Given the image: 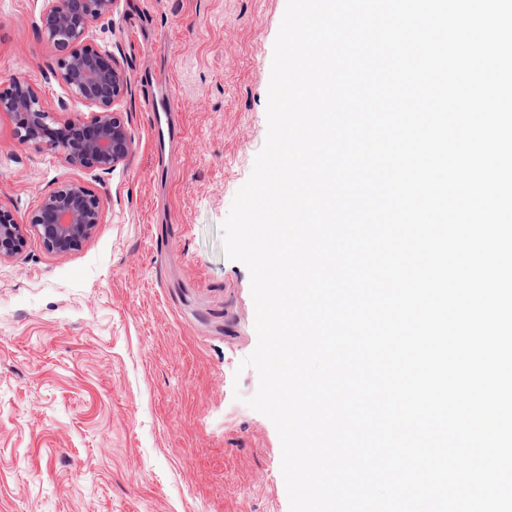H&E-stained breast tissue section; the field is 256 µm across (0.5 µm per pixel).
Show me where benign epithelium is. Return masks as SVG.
Listing matches in <instances>:
<instances>
[{"mask_svg":"<svg viewBox=\"0 0 512 512\" xmlns=\"http://www.w3.org/2000/svg\"><path fill=\"white\" fill-rule=\"evenodd\" d=\"M117 0H43L40 31L64 49L54 77L66 88L69 103L89 108L80 118H61L43 95L15 80L0 90V116H8L13 135L22 145L48 150L68 166L108 173L132 153L134 137L117 105L126 78L110 45L98 36L99 26L112 19ZM103 218L101 199L82 183L63 180L42 197L27 223L0 205V260L17 255L29 236L56 254L80 248Z\"/></svg>","mask_w":512,"mask_h":512,"instance_id":"obj_1","label":"benign epithelium"}]
</instances>
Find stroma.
Instances as JSON below:
<instances>
[{
	"mask_svg": "<svg viewBox=\"0 0 512 512\" xmlns=\"http://www.w3.org/2000/svg\"><path fill=\"white\" fill-rule=\"evenodd\" d=\"M41 0H0V89L66 99ZM286 0H117L105 29L134 135L114 171L19 144L0 117V203L19 221L57 181L103 222L78 250L29 238L0 261V512H289L277 430L247 398L257 345L247 267L220 226L267 136ZM174 82L179 132L159 152L143 77Z\"/></svg>",
	"mask_w": 512,
	"mask_h": 512,
	"instance_id": "obj_1",
	"label": "stroma"
}]
</instances>
